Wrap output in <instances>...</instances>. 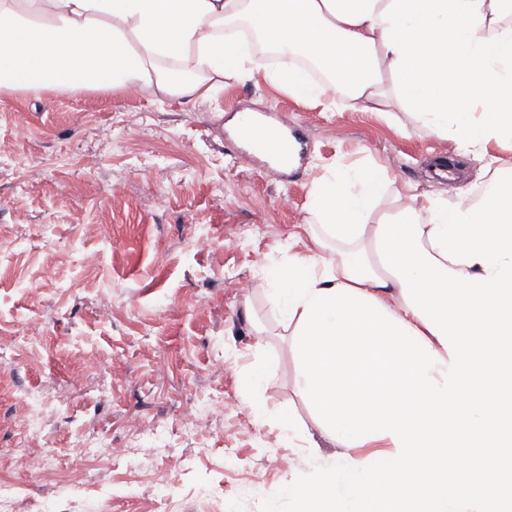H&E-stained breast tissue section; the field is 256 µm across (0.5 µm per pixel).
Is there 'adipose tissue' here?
<instances>
[{"label": "adipose tissue", "mask_w": 512, "mask_h": 512, "mask_svg": "<svg viewBox=\"0 0 512 512\" xmlns=\"http://www.w3.org/2000/svg\"><path fill=\"white\" fill-rule=\"evenodd\" d=\"M248 16L316 60L369 112L397 106L465 149L512 141V0H0V93L151 92L192 101L242 72L224 35ZM388 174L347 166L314 181L309 211L337 257H290L268 297L300 362L298 391L341 448L288 485L297 512H506L485 475L512 424V176L478 201L424 197L369 223ZM399 306H392V299ZM413 401L414 420L372 396ZM377 439L390 449L361 455Z\"/></svg>", "instance_id": "adipose-tissue-1"}]
</instances>
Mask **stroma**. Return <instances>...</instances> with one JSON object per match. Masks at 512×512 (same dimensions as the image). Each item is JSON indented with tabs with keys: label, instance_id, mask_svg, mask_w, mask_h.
<instances>
[{
	"label": "stroma",
	"instance_id": "obj_1",
	"mask_svg": "<svg viewBox=\"0 0 512 512\" xmlns=\"http://www.w3.org/2000/svg\"><path fill=\"white\" fill-rule=\"evenodd\" d=\"M270 107L299 121L307 140L304 162L282 179L240 165L227 146L237 112ZM440 159L457 162L468 199L491 167L512 169V142L465 154L453 135L404 110L305 100L259 75L225 79L192 102L0 95V199L10 201L0 207V480L20 487L25 512H154L153 476L175 461L166 512H293L283 489L332 461L336 447L316 436L314 411L295 388L300 364L269 305L266 270L310 253L321 231L307 208L315 178L340 166L386 167L393 186L376 222L402 206L395 190L447 194ZM158 194L168 198L161 210ZM237 278L250 281L247 292L231 288ZM264 351L277 364L259 418L240 376ZM162 357L169 370L159 378ZM192 407L201 416L191 428L182 414ZM284 413L299 425L290 439L278 424ZM133 415L156 435L133 432ZM116 445L133 449L130 462L113 464ZM21 448L51 451V473L25 470ZM89 452L98 486L65 483L71 456Z\"/></svg>",
	"mask_w": 512,
	"mask_h": 512
}]
</instances>
